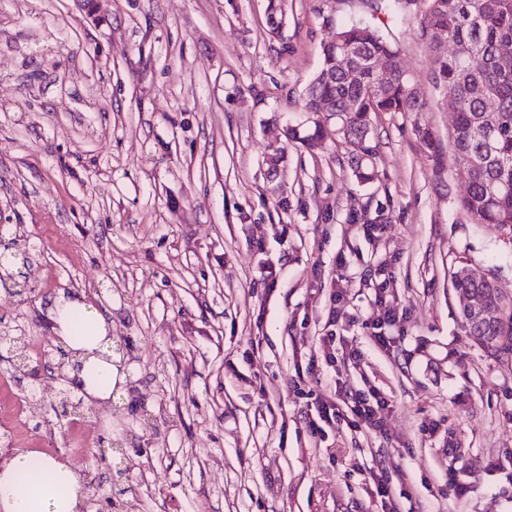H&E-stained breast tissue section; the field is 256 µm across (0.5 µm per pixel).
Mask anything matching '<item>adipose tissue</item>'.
<instances>
[{"instance_id": "obj_1", "label": "adipose tissue", "mask_w": 512, "mask_h": 512, "mask_svg": "<svg viewBox=\"0 0 512 512\" xmlns=\"http://www.w3.org/2000/svg\"><path fill=\"white\" fill-rule=\"evenodd\" d=\"M51 320L62 344L84 358L71 377L88 393L109 398L119 373L105 359L112 351L105 309L80 297H60L53 303ZM78 483L76 474L63 464L19 453L0 470V503L7 512H72Z\"/></svg>"}]
</instances>
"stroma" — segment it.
<instances>
[{
  "instance_id": "obj_1",
  "label": "stroma",
  "mask_w": 512,
  "mask_h": 512,
  "mask_svg": "<svg viewBox=\"0 0 512 512\" xmlns=\"http://www.w3.org/2000/svg\"><path fill=\"white\" fill-rule=\"evenodd\" d=\"M284 4L274 35L269 0H0V225H22L54 274L0 289V324L60 362L48 306L64 291L107 306L131 342L120 409L87 417V512L121 497L140 512H382L365 481L377 466L401 512H512V364L466 335L451 282L468 262L512 295V245L458 208L463 180L436 174L416 138L425 120L447 139L454 117L429 56L365 0ZM358 20L396 39L434 104L374 116L365 184L343 138L286 137L327 121L304 91ZM383 273L403 312L387 349L368 328ZM335 280L336 332L360 360L313 377ZM338 383L387 394L385 434L341 421L312 438L314 397ZM125 436L148 467L97 458Z\"/></svg>"
}]
</instances>
